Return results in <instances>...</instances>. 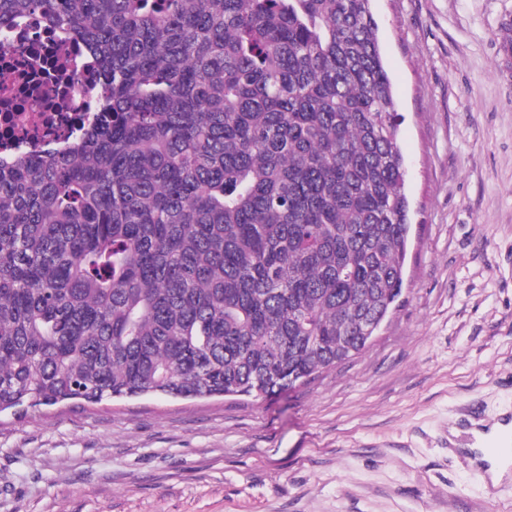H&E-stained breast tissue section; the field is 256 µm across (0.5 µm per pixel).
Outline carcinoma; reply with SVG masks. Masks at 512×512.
Returning <instances> with one entry per match:
<instances>
[{
	"mask_svg": "<svg viewBox=\"0 0 512 512\" xmlns=\"http://www.w3.org/2000/svg\"><path fill=\"white\" fill-rule=\"evenodd\" d=\"M371 0H0L98 59L80 137L0 157V412L267 398L361 353L409 202Z\"/></svg>",
	"mask_w": 512,
	"mask_h": 512,
	"instance_id": "obj_1",
	"label": "carcinoma"
}]
</instances>
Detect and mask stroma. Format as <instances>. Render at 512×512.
<instances>
[{"label": "stroma", "mask_w": 512, "mask_h": 512, "mask_svg": "<svg viewBox=\"0 0 512 512\" xmlns=\"http://www.w3.org/2000/svg\"><path fill=\"white\" fill-rule=\"evenodd\" d=\"M399 114L403 293L280 396L0 413V512H512L469 463L512 416V0H372Z\"/></svg>", "instance_id": "35a3bbf8"}]
</instances>
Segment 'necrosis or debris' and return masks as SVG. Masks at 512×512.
I'll use <instances>...</instances> for the list:
<instances>
[{
    "instance_id": "4bbe7bcc",
    "label": "necrosis or debris",
    "mask_w": 512,
    "mask_h": 512,
    "mask_svg": "<svg viewBox=\"0 0 512 512\" xmlns=\"http://www.w3.org/2000/svg\"><path fill=\"white\" fill-rule=\"evenodd\" d=\"M9 40L10 52L0 56L10 86L0 96V155L38 159L82 131L88 115L79 105L100 93L98 66L37 16L12 29Z\"/></svg>"
}]
</instances>
